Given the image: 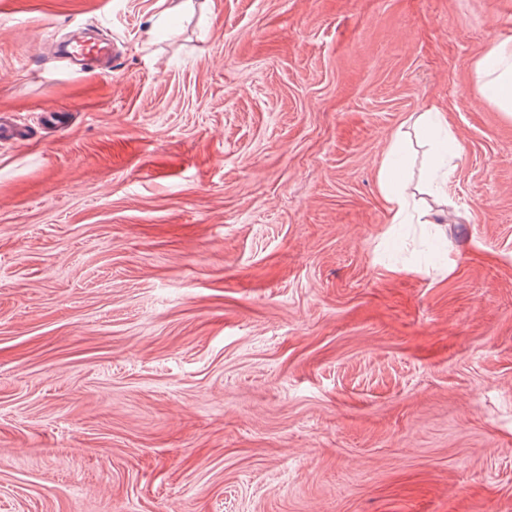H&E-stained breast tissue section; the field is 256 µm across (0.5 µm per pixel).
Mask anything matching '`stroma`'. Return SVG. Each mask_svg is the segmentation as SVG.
<instances>
[{
    "mask_svg": "<svg viewBox=\"0 0 512 512\" xmlns=\"http://www.w3.org/2000/svg\"><path fill=\"white\" fill-rule=\"evenodd\" d=\"M173 2L0 0V512H512V0ZM108 44L82 42L72 45L66 52L69 59L83 62L88 70L96 74L112 72V55ZM484 96L512 118V44H493L475 64ZM414 126L427 127L434 144L426 172L429 185L438 193H446L448 178L453 167L450 162L457 156L459 145L451 130L448 129V118L436 108L420 113L413 121ZM402 147V138H397L391 152V158L385 160L379 169V182L386 191V203L390 213L392 224L403 223V216L409 208L415 209V204L402 192L392 191V184L399 181L397 171V156H399Z\"/></svg>",
    "mask_w": 512,
    "mask_h": 512,
    "instance_id": "obj_1",
    "label": "stroma"
}]
</instances>
